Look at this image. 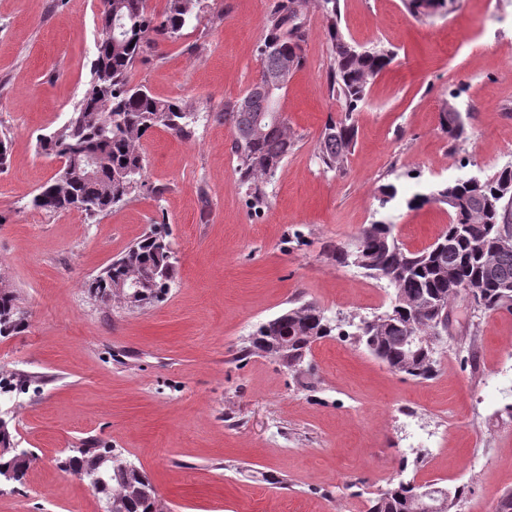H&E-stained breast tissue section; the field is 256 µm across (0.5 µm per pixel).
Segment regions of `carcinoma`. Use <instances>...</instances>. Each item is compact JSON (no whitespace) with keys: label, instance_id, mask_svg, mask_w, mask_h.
Masks as SVG:
<instances>
[{"label":"carcinoma","instance_id":"1","mask_svg":"<svg viewBox=\"0 0 512 512\" xmlns=\"http://www.w3.org/2000/svg\"><path fill=\"white\" fill-rule=\"evenodd\" d=\"M200 0H166L160 13L149 9L148 0H112L113 19L99 13V38L91 78L68 122L58 130L38 138L48 155L83 159L95 153L103 161V175L93 181L62 176L47 183L46 200L35 208L50 213L77 210L88 219L108 212L113 205L130 199L146 186L143 137L155 128L177 136L189 134L182 103L156 98L143 84L132 80L133 70L150 40L177 35L195 15ZM454 0H406L409 13L420 19L446 15ZM321 12L329 37L330 66L327 75L329 95L341 105V117L325 123L316 158L325 172L342 169L356 136L353 115L364 101L369 81L394 59L391 49L376 47L365 53L353 51L354 41L342 32L340 0H279L267 19V34L260 54L262 69H280L288 64L295 70L302 65V45L306 31L300 30L310 9ZM251 107L246 112L236 105L224 107V124L233 134L232 152L239 182L246 187L254 211L268 204L267 184L294 150L296 140L288 131L287 119L277 111L279 93L268 95L252 85ZM441 130L448 140H459L465 125L457 124L449 111L440 113ZM512 187V165L505 166L476 182L462 178L437 185L429 193H417L409 201L416 207L436 203L448 209L449 222L429 246L412 251L396 236L389 219L365 224L350 244L330 250L336 264L353 266L367 276L393 288L389 308L355 325L359 342L390 371L415 380H428L437 372L438 361L429 360L428 346L407 347V338L433 335L435 314L425 306L434 300L453 310L456 295L450 284L456 279L477 283L479 297L473 303V317L501 310L512 312V291L502 292V284L512 285V196L502 199L484 217L472 223L473 207L498 196L504 186ZM176 260L168 241L153 229L106 266L88 285L95 297L114 302L129 311H141L161 301L174 282ZM145 280L142 297L136 304L111 286L120 280ZM25 311L12 288H0V328L7 326L14 335L25 329ZM335 327L325 312L313 302L298 303L279 316L261 324L242 349L245 357L270 356L294 371L298 351L309 352L311 343L331 335ZM281 336L293 344L283 351L277 347ZM29 379L20 374L0 381V394L23 393ZM104 448H82L65 459L62 468L80 476L96 492L112 498L114 512H155L158 497L146 474L138 469L122 471L100 485L104 475L99 466ZM25 475L27 466L12 454L0 453V467ZM419 487L393 480L372 501L369 512H420Z\"/></svg>","mask_w":512,"mask_h":512}]
</instances>
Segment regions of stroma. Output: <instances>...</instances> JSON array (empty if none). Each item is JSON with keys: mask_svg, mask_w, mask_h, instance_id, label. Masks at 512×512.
Here are the masks:
<instances>
[{"mask_svg": "<svg viewBox=\"0 0 512 512\" xmlns=\"http://www.w3.org/2000/svg\"><path fill=\"white\" fill-rule=\"evenodd\" d=\"M271 2L202 0L177 36L146 47L134 82L198 120L186 137L145 136L146 187L91 221L32 199L57 168L37 139L68 121L90 79L99 0H0V132L11 137L0 274L27 313L22 332L0 337V378H31L0 405L33 454L0 512H103L102 495L61 467L92 441L143 471L165 512H368L396 478L467 486L458 512H494L512 490V313L483 317L467 350L469 311L456 301L438 372L416 381L348 334L389 307L391 288L326 255L376 220L380 185L397 184L388 214L420 250L448 212L407 198L512 165V0H457L422 20L403 0H340L346 37L395 58L354 116L342 170L328 173L316 146L341 112L327 92L326 25L308 12L304 61L282 95L298 143L257 215L224 107L261 73ZM449 102L466 115L454 144L439 125ZM155 224L178 257L165 299L132 312L91 295L88 281ZM295 301L337 327L302 370L242 357L257 326Z\"/></svg>", "mask_w": 512, "mask_h": 512, "instance_id": "obj_1", "label": "stroma"}]
</instances>
